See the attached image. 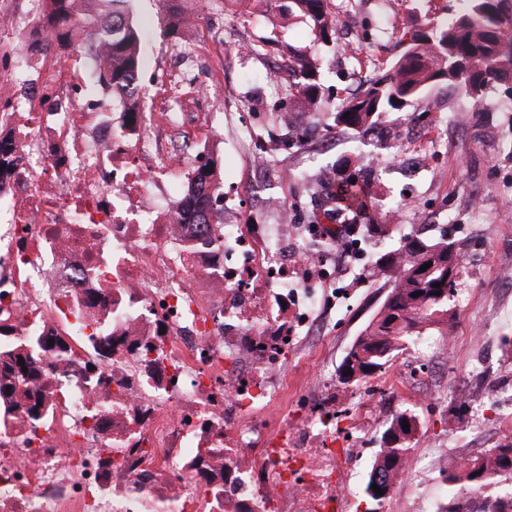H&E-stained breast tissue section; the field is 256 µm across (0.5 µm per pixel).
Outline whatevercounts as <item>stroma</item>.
Wrapping results in <instances>:
<instances>
[{"instance_id": "stroma-1", "label": "stroma", "mask_w": 512, "mask_h": 512, "mask_svg": "<svg viewBox=\"0 0 512 512\" xmlns=\"http://www.w3.org/2000/svg\"><path fill=\"white\" fill-rule=\"evenodd\" d=\"M289 0H214L204 9L211 25L204 33L176 28L178 14L201 7L200 0H133L135 21L145 35L141 42L140 86L148 109L166 111L171 103L169 76L176 65L174 43L204 37L209 55L202 70L215 77L218 94L206 101L186 100L181 109L202 113L216 137L215 161L224 172V210L237 224H271L274 215L256 200L271 191L287 200L298 224H343L349 211L332 203L328 189L315 177L328 172L339 182L361 171L367 212L386 227L364 237L365 256L336 284L338 300L319 336L297 339L288 351V398L273 404L287 414L288 424L304 429L308 399L326 383L337 380L338 366L348 348L379 312L391 285L381 271V257L404 236L436 239L447 236L463 258L457 291L450 302L455 314L452 358L437 359L435 375L425 387L409 384L404 370L413 356L405 350L382 373L348 387L349 408L340 416L337 448L359 437L361 451L340 495V512H368L372 503L364 487L374 463L384 421L409 410L419 420L411 442L412 457L426 448L447 449L449 459L512 440V405L501 400L512 392V358L503 345L512 337V284L500 271L512 267V80L491 83L479 101L464 85L447 80L427 87L416 99L389 110L371 131L336 124L334 110L366 85L356 78L357 65L375 74L381 62L401 54L402 30L417 31L449 22L457 0H397L394 11L382 10V0H329L337 18V36H351L360 59H346L334 45L314 42L305 20L289 13ZM202 8V7H201ZM310 55L315 64L318 98L315 106L291 93L288 86L269 81L272 64L281 54L272 40ZM243 43L259 53L238 54ZM292 113L296 129L283 127L279 113ZM270 147L273 168L286 170L287 182H263L258 192L247 189V170L240 124ZM435 138L421 142L420 132ZM482 355L481 373H473L474 355ZM483 402L481 434L459 418L460 405ZM384 417L373 423L374 414ZM446 486L436 464H429L424 482L406 485L390 496L380 512H429L431 499Z\"/></svg>"}]
</instances>
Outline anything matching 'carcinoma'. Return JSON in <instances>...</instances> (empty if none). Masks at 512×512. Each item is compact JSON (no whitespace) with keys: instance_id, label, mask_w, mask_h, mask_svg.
I'll list each match as a JSON object with an SVG mask.
<instances>
[{"instance_id":"carcinoma-1","label":"carcinoma","mask_w":512,"mask_h":512,"mask_svg":"<svg viewBox=\"0 0 512 512\" xmlns=\"http://www.w3.org/2000/svg\"><path fill=\"white\" fill-rule=\"evenodd\" d=\"M108 12L75 14L71 0H46L48 11L44 28L57 40L68 38L72 29L89 28L102 39L112 55V69L99 75L103 89L112 101L124 103L129 88L138 81L141 59L139 43L142 28L134 24L131 0H101ZM451 23L435 25L426 35L403 48L399 58L376 82L355 98L341 105L335 120L358 128L369 127L387 108L418 97L429 85L441 81H460L470 96L478 98L486 87L502 78L512 77V27L502 25L500 16L512 10V0H466ZM305 18L315 39L323 43L335 33L329 22L325 0H292ZM430 268L420 271L424 264ZM461 272L458 254L445 238L429 242L405 239L390 252L385 268L392 284L382 308L356 340L357 348L346 353L338 367V381L345 385L363 382L406 350L421 330L429 325L449 324L448 264ZM440 287H434V284ZM420 296H414V293ZM62 346L48 344L44 336H30L16 349L0 342V356L7 357L0 373V394H24L37 391L38 363L44 356L58 358ZM25 365H19V362ZM350 375H344L345 371ZM409 424L404 431L402 422ZM417 431L415 416L406 411L393 416L382 436L383 445L366 485L368 497L381 505L376 485L393 488L392 474L401 471L407 461L410 442ZM448 501L438 512H512V440L488 449L483 455L446 471Z\"/></svg>"}]
</instances>
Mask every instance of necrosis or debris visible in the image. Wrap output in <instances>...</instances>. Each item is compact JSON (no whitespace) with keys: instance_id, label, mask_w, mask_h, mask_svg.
Instances as JSON below:
<instances>
[{"instance_id":"4bbe7bcc","label":"necrosis or debris","mask_w":512,"mask_h":512,"mask_svg":"<svg viewBox=\"0 0 512 512\" xmlns=\"http://www.w3.org/2000/svg\"><path fill=\"white\" fill-rule=\"evenodd\" d=\"M40 5L0 4V326L68 354L40 367L34 441L24 396H0V512H336L335 387L304 431L269 413L290 342L336 302L319 231L277 198L275 224L186 223L165 183L185 169L224 209L212 132L195 112L113 117L28 51Z\"/></svg>"}]
</instances>
